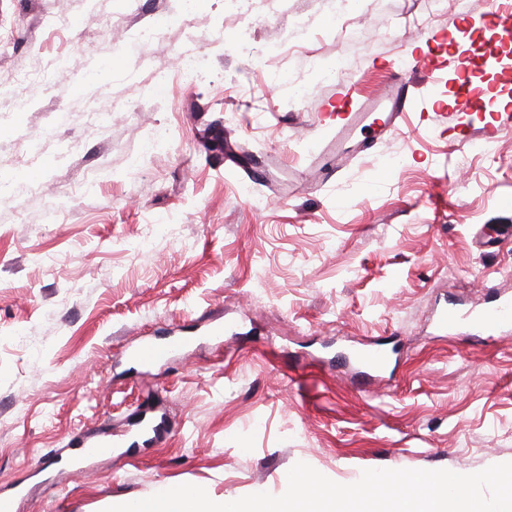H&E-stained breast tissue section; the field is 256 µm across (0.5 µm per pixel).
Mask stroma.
<instances>
[{
    "instance_id": "35a3bbf8",
    "label": "stroma",
    "mask_w": 512,
    "mask_h": 512,
    "mask_svg": "<svg viewBox=\"0 0 512 512\" xmlns=\"http://www.w3.org/2000/svg\"><path fill=\"white\" fill-rule=\"evenodd\" d=\"M0 0V493L14 512H103L169 484L281 494L306 463L476 473L512 462V327L444 331L443 307L512 299V96L484 71L485 0ZM432 25L438 41L419 37ZM416 81L373 148L332 134L338 94ZM206 51L207 80H178ZM63 92L16 86L21 67ZM486 84L466 113L461 85ZM219 127L233 151L207 144ZM161 147H153L158 130ZM254 158L241 167L234 153ZM194 337L163 366L146 337ZM384 344L361 380L355 354ZM165 432L145 442L144 415ZM126 446L69 464L78 435ZM440 69L439 64L430 58H413L410 60L407 70L396 72L392 76V84L388 86L385 94L386 98H393V112H386L384 116L374 120L372 125L376 127L371 129V140H377L378 137L388 129H391L400 120L412 104L413 97L410 94V82L407 79V72H419L425 76H432Z\"/></svg>"
}]
</instances>
